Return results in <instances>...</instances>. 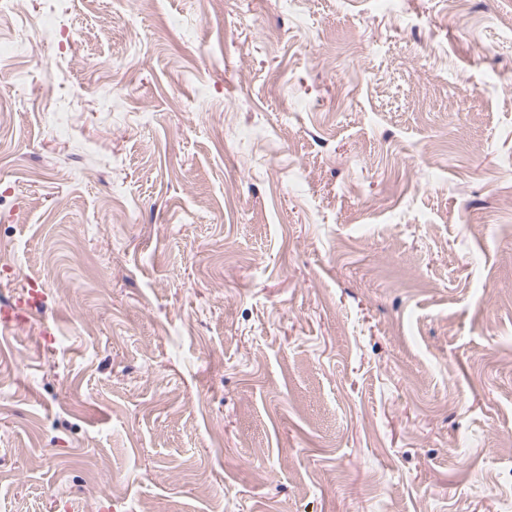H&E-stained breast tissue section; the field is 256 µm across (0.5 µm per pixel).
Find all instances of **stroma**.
I'll use <instances>...</instances> for the list:
<instances>
[{
	"label": "stroma",
	"instance_id": "35a3bbf8",
	"mask_svg": "<svg viewBox=\"0 0 512 512\" xmlns=\"http://www.w3.org/2000/svg\"><path fill=\"white\" fill-rule=\"evenodd\" d=\"M17 42L0 512H512V0H22Z\"/></svg>",
	"mask_w": 512,
	"mask_h": 512
}]
</instances>
